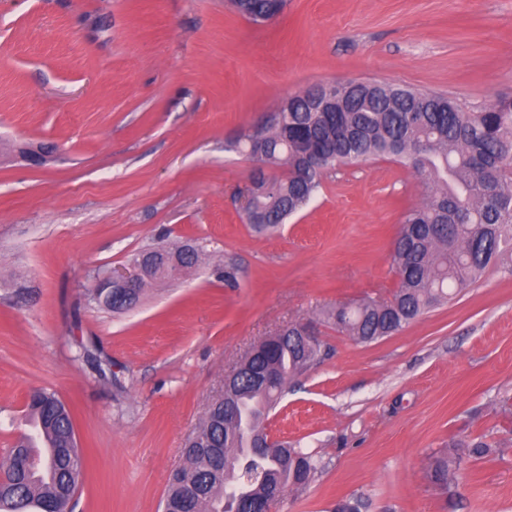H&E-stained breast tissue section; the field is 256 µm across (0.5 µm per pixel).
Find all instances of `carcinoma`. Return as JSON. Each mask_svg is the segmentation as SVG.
I'll return each instance as SVG.
<instances>
[{
  "label": "carcinoma",
  "mask_w": 512,
  "mask_h": 512,
  "mask_svg": "<svg viewBox=\"0 0 512 512\" xmlns=\"http://www.w3.org/2000/svg\"><path fill=\"white\" fill-rule=\"evenodd\" d=\"M232 3L242 14H277L285 0ZM310 93L288 97L283 121L270 123L261 134L248 129L235 140L238 152L268 168L286 169L283 177L268 179V187L258 186L246 221L259 233L280 227L309 204L323 175L340 165L383 158L412 168L429 192L406 211L395 240L392 298H362L324 311L337 331L374 342L454 299L512 246V97L475 111L439 93L355 80L336 90V111L311 112ZM308 143L324 157L316 168L305 162ZM89 295L110 311L141 299L138 294L125 303L114 288H93ZM297 327L285 338L262 342L248 363L251 371L278 373L276 384L261 389L243 376L205 413L196 428L198 440L184 448L187 465L168 477L164 501H180L190 482L198 495L184 512H252L315 479L319 463L312 454L286 443L259 448L250 437L264 432L288 381L321 359V345L295 338ZM226 408L249 431L224 419ZM29 419L34 432L9 451L0 512H37L42 504L70 512L81 475L76 463L82 461L72 412L56 393L40 391L30 396ZM453 450L476 460L499 453L480 439ZM431 476L441 485L452 481L451 460L436 459ZM365 509L362 498L350 496L336 502L335 512Z\"/></svg>",
  "instance_id": "1"
}]
</instances>
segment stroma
<instances>
[{"label":"stroma","instance_id":"1","mask_svg":"<svg viewBox=\"0 0 512 512\" xmlns=\"http://www.w3.org/2000/svg\"><path fill=\"white\" fill-rule=\"evenodd\" d=\"M348 80L469 109L512 95V0H287L261 25L230 0H0V461L30 429V394L53 391L83 451L72 512H159L225 373L303 322L323 358L266 426L321 469L274 512L345 496L367 512H512V251L366 344L320 311L391 296L403 214L426 192L412 170L345 166L281 229L244 220L252 163L230 142L288 96ZM185 243L199 263L135 308L89 301L97 273ZM476 437L503 455L460 456L435 484L434 458Z\"/></svg>","mask_w":512,"mask_h":512}]
</instances>
